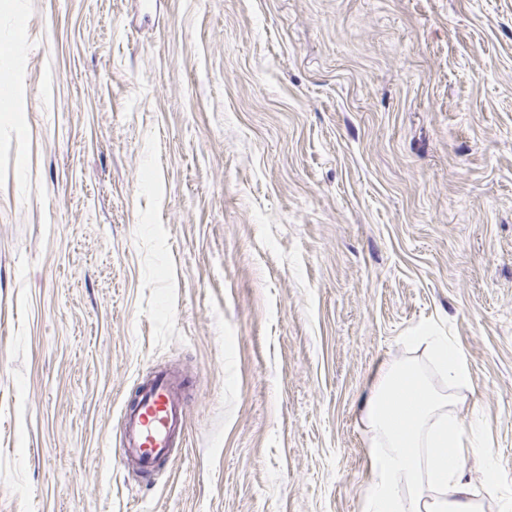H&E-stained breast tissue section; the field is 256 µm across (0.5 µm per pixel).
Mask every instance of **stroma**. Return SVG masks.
Returning <instances> with one entry per match:
<instances>
[{
    "label": "stroma",
    "instance_id": "obj_1",
    "mask_svg": "<svg viewBox=\"0 0 512 512\" xmlns=\"http://www.w3.org/2000/svg\"><path fill=\"white\" fill-rule=\"evenodd\" d=\"M0 84V512H365L422 325L512 501V0H0ZM181 378L155 375L142 386L134 402L121 413L120 464L134 463L150 473L157 462L172 454L186 427Z\"/></svg>",
    "mask_w": 512,
    "mask_h": 512
}]
</instances>
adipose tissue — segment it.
Masks as SVG:
<instances>
[{
	"label": "adipose tissue",
	"instance_id": "1",
	"mask_svg": "<svg viewBox=\"0 0 512 512\" xmlns=\"http://www.w3.org/2000/svg\"><path fill=\"white\" fill-rule=\"evenodd\" d=\"M404 342L428 352L429 366L389 359L378 368L364 401L372 484L368 512H482L463 468L482 445L453 413V391L470 370L449 337L429 326ZM441 384H433L432 375Z\"/></svg>",
	"mask_w": 512,
	"mask_h": 512
}]
</instances>
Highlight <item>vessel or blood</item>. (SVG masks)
<instances>
[{
  "label": "vessel or blood",
  "mask_w": 512,
  "mask_h": 512,
  "mask_svg": "<svg viewBox=\"0 0 512 512\" xmlns=\"http://www.w3.org/2000/svg\"><path fill=\"white\" fill-rule=\"evenodd\" d=\"M180 377L160 373L142 386L134 402L121 413V463L152 472L160 459L171 456L186 426Z\"/></svg>",
  "instance_id": "b4317fda"
}]
</instances>
